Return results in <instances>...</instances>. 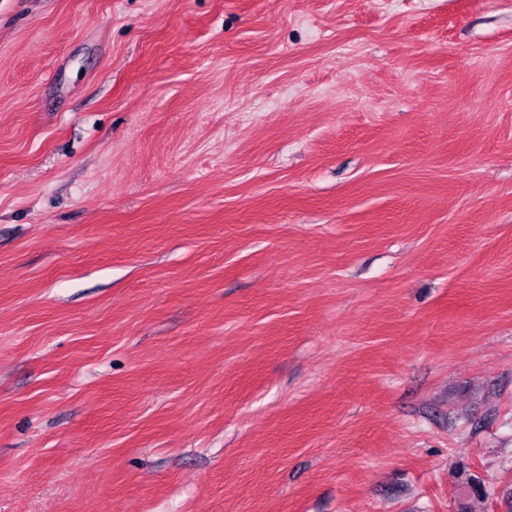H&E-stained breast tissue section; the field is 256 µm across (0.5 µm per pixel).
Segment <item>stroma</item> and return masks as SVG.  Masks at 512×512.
Segmentation results:
<instances>
[{"instance_id": "obj_1", "label": "stroma", "mask_w": 512, "mask_h": 512, "mask_svg": "<svg viewBox=\"0 0 512 512\" xmlns=\"http://www.w3.org/2000/svg\"><path fill=\"white\" fill-rule=\"evenodd\" d=\"M511 496L512 0H0V512Z\"/></svg>"}]
</instances>
